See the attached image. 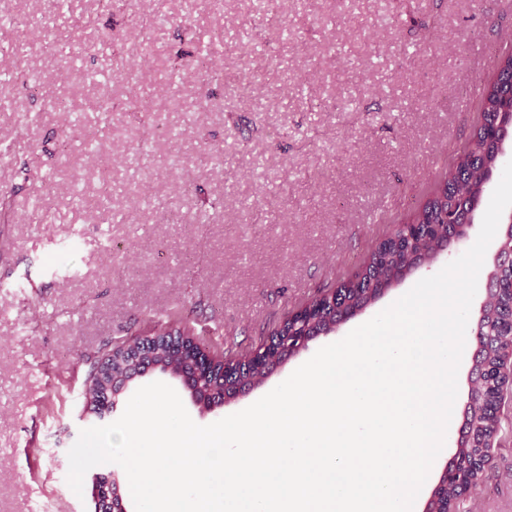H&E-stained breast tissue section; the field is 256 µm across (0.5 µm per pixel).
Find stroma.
<instances>
[{
  "label": "stroma",
  "instance_id": "1",
  "mask_svg": "<svg viewBox=\"0 0 512 512\" xmlns=\"http://www.w3.org/2000/svg\"><path fill=\"white\" fill-rule=\"evenodd\" d=\"M156 5L187 29L150 26L143 0H0L18 44L0 49V512H90L68 451L122 342L167 322L235 358L360 271L430 198L512 52V0H270L272 24L253 0ZM458 255L224 407L183 396L190 417L250 406ZM500 420L459 512H512V388Z\"/></svg>",
  "mask_w": 512,
  "mask_h": 512
}]
</instances>
